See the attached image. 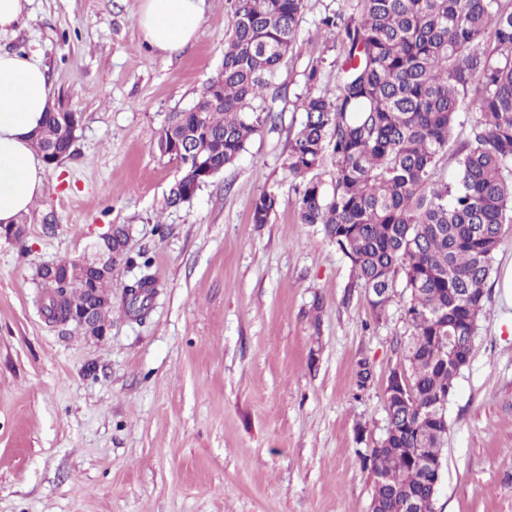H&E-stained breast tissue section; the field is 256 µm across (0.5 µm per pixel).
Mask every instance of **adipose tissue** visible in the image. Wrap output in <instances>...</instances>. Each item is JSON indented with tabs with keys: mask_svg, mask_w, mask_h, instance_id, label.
I'll return each mask as SVG.
<instances>
[{
	"mask_svg": "<svg viewBox=\"0 0 512 512\" xmlns=\"http://www.w3.org/2000/svg\"><path fill=\"white\" fill-rule=\"evenodd\" d=\"M204 0H142L137 24L150 48L173 53L194 39ZM46 69L34 57L0 52V225L14 224L47 189L32 134L50 104Z\"/></svg>",
	"mask_w": 512,
	"mask_h": 512,
	"instance_id": "obj_1",
	"label": "adipose tissue"
}]
</instances>
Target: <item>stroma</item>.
<instances>
[{"label":"stroma","instance_id":"1","mask_svg":"<svg viewBox=\"0 0 512 512\" xmlns=\"http://www.w3.org/2000/svg\"><path fill=\"white\" fill-rule=\"evenodd\" d=\"M141 0H32L0 50L37 57L52 103L76 113L75 150L47 169L20 240L0 237V512H369L362 454L384 436V389L403 361V307L374 321L321 226L299 223L284 168L304 74L336 84L339 44L319 25L345 0H304L292 52L269 77L279 112L188 202L153 143L216 75L233 0H205L185 48L162 54L135 24ZM264 191L280 204L252 221ZM152 259L145 321L123 309L138 265L112 280L107 333L56 326L39 266L83 256L110 225ZM512 237L448 401L438 512H512ZM365 391L352 385L359 358Z\"/></svg>","mask_w":512,"mask_h":512}]
</instances>
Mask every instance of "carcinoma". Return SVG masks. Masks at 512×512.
I'll return each instance as SVG.
<instances>
[{"label":"carcinoma","instance_id":"obj_1","mask_svg":"<svg viewBox=\"0 0 512 512\" xmlns=\"http://www.w3.org/2000/svg\"><path fill=\"white\" fill-rule=\"evenodd\" d=\"M304 0H235L230 33L216 77L196 103L176 112L154 148L179 165L167 204L190 200L208 184V171L220 172L244 151L259 129L274 121L264 98L266 78L293 48ZM349 17L327 13L321 25L334 35L342 53L333 91L315 90L320 70L305 73L307 92L298 131L290 141L285 168L301 180L297 200L301 224L322 226L325 236L349 260L351 287L363 288L375 317L399 296L410 334L403 358L421 404L453 394L460 370L454 351L468 364L467 342L450 347L444 336L467 328L486 313V287L495 255L512 225V0H356ZM58 112H49L33 144L39 153L55 146L73 153L75 138L62 130ZM466 129L458 139L457 128ZM179 143L182 153L170 152ZM455 173L446 175L447 159ZM331 161V188L321 179ZM279 197L264 191L253 201L252 221L268 223ZM130 229H113L121 247L111 270L97 276L83 261L54 263L60 276L51 282L37 270L48 317L66 324L71 303L85 299L93 282L108 299L98 306L87 330L105 326L112 306L113 271L139 262L129 255ZM402 291H397V288ZM154 292L149 274L124 286L126 313L147 317L150 304L133 305L136 291ZM358 390L372 383V366L360 358L352 366ZM388 428L372 473L371 503L376 512H400L401 502L425 497L432 473L411 456L429 440L428 451L443 447L445 413L424 418L397 407L386 414Z\"/></svg>","mask_w":512,"mask_h":512}]
</instances>
